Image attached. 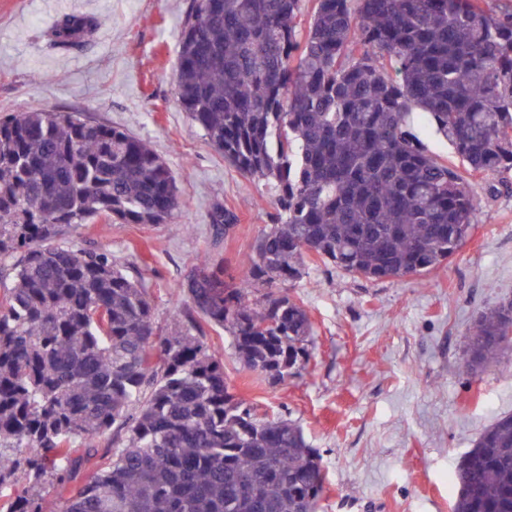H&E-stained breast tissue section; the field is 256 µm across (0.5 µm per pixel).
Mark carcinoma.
<instances>
[{"instance_id":"carcinoma-1","label":"carcinoma","mask_w":512,"mask_h":512,"mask_svg":"<svg viewBox=\"0 0 512 512\" xmlns=\"http://www.w3.org/2000/svg\"><path fill=\"white\" fill-rule=\"evenodd\" d=\"M192 0L176 92L224 161L275 192L233 273L208 252L157 325L143 270L61 243L95 219L167 224V163L126 131L60 111L0 117V512H317L325 476L303 428L230 392L243 369L282 381L314 323L293 289L321 263L369 280L426 276L471 234L468 176L512 172V11L497 0ZM95 25L65 16L69 46ZM432 125L466 173L430 154ZM211 224L238 222L221 209ZM512 300L470 328L464 368L510 345ZM112 434V447L99 442ZM96 470L72 487L81 469ZM454 512H512V414L462 457Z\"/></svg>"}]
</instances>
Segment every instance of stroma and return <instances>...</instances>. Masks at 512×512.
Here are the masks:
<instances>
[{
	"label": "stroma",
	"mask_w": 512,
	"mask_h": 512,
	"mask_svg": "<svg viewBox=\"0 0 512 512\" xmlns=\"http://www.w3.org/2000/svg\"><path fill=\"white\" fill-rule=\"evenodd\" d=\"M189 0H0V116L77 112L128 130L172 169L180 207L171 223L71 227L77 248L112 251L153 268L156 317L168 323L199 252L237 262L270 222L273 192L242 177L182 109L175 89L179 34ZM91 15L92 33L62 48L60 18ZM472 233L451 262L420 277L367 280L311 268L297 284L315 334L305 366L272 384L244 370L224 330L207 341L224 355L233 391L301 425L321 457L318 512H452L450 479L481 430L512 414V349L462 373L479 314L512 300V191L477 177ZM239 221L215 239L210 215Z\"/></svg>",
	"instance_id": "stroma-1"
}]
</instances>
